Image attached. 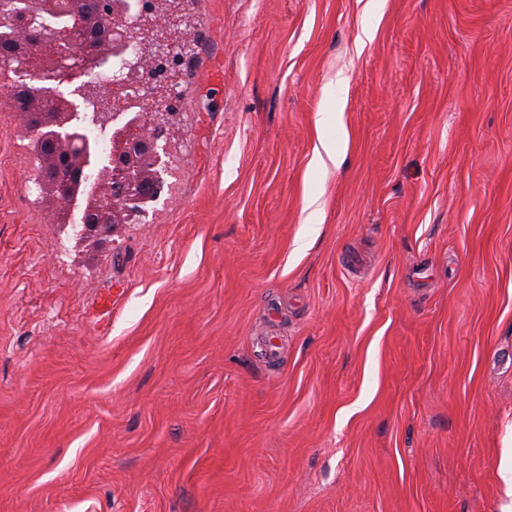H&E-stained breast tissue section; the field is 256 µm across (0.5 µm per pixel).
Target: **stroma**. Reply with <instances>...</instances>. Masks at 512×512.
Segmentation results:
<instances>
[{
    "instance_id": "1",
    "label": "stroma",
    "mask_w": 512,
    "mask_h": 512,
    "mask_svg": "<svg viewBox=\"0 0 512 512\" xmlns=\"http://www.w3.org/2000/svg\"><path fill=\"white\" fill-rule=\"evenodd\" d=\"M180 26L172 188L109 249L0 103V512H512V0Z\"/></svg>"
}]
</instances>
